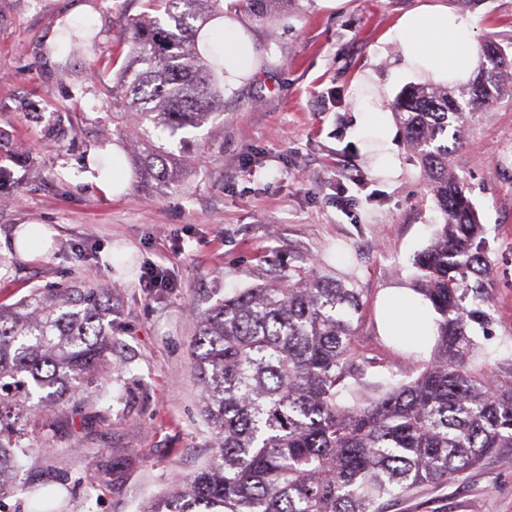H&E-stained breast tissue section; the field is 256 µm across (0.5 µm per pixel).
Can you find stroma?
Returning a JSON list of instances; mask_svg holds the SVG:
<instances>
[{
  "label": "stroma",
  "mask_w": 512,
  "mask_h": 512,
  "mask_svg": "<svg viewBox=\"0 0 512 512\" xmlns=\"http://www.w3.org/2000/svg\"><path fill=\"white\" fill-rule=\"evenodd\" d=\"M443 3L473 15L475 42L512 47V0H270L242 12L257 70L224 87V113L184 136L200 160L178 183L126 194L82 179L87 155L112 134L110 89L129 46L138 0H0V303L31 290L94 281L120 290L112 313L121 379L89 389V406H55L14 422L29 448L5 512H139L148 498L211 456L212 434L192 377L194 322L215 294L275 281L294 266L351 282L363 301L356 334L368 382L414 376L431 347L385 335L380 302L413 286L414 257L442 214L421 166L394 131V172L380 173L358 133L364 99L393 103L414 77L398 74L387 38L406 13ZM86 30L78 51L57 24ZM452 156L483 225L493 264V319L476 337L483 359H512V102L474 113ZM56 232L26 258L22 224ZM164 286L145 287L149 271ZM392 512H512V457L489 458Z\"/></svg>",
  "instance_id": "stroma-1"
}]
</instances>
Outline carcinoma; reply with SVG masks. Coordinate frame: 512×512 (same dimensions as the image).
<instances>
[{"mask_svg":"<svg viewBox=\"0 0 512 512\" xmlns=\"http://www.w3.org/2000/svg\"><path fill=\"white\" fill-rule=\"evenodd\" d=\"M127 21L130 50L112 87L113 132L137 128L129 151L142 187L174 183L198 163L165 142L224 111V56L202 54L195 35L224 13V0H143ZM162 12L165 27L149 12ZM480 72L464 88H405L393 104L443 216L414 258L415 291L438 314L433 356L409 381L363 382L354 318L357 289L315 268L218 297L193 313L191 367L212 431L199 470L140 512H388L420 488L449 483L501 448H512V360L472 363L470 326L491 322L492 263L464 178L448 166V130L471 112L512 96V59L479 45ZM112 289L36 288L0 305V417L38 394L82 395L85 380L110 377ZM27 451L0 422V496Z\"/></svg>","mask_w":512,"mask_h":512,"instance_id":"carcinoma-1","label":"carcinoma"}]
</instances>
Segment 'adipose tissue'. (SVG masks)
Here are the masks:
<instances>
[{
	"instance_id": "obj_1",
	"label": "adipose tissue",
	"mask_w": 512,
	"mask_h": 512,
	"mask_svg": "<svg viewBox=\"0 0 512 512\" xmlns=\"http://www.w3.org/2000/svg\"><path fill=\"white\" fill-rule=\"evenodd\" d=\"M224 0V16L212 22L207 34L210 49L224 56L228 79L250 75L258 64L259 52L244 33L234 6ZM476 19L437 4L406 13L389 37L400 48L399 73L433 82L459 84L468 80L476 59L472 53ZM385 331L409 342L434 336L435 324L420 296L409 290H392L382 302Z\"/></svg>"
}]
</instances>
